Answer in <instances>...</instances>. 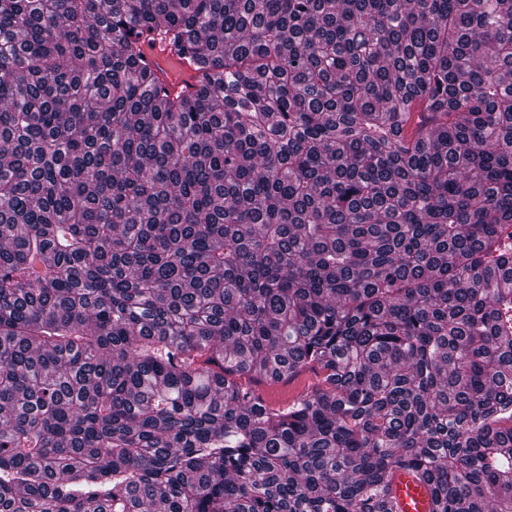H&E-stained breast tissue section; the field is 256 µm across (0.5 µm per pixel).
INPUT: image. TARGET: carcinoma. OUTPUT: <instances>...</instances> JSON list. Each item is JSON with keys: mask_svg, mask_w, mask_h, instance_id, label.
Wrapping results in <instances>:
<instances>
[{"mask_svg": "<svg viewBox=\"0 0 512 512\" xmlns=\"http://www.w3.org/2000/svg\"><path fill=\"white\" fill-rule=\"evenodd\" d=\"M400 469L512 512V0H0V512Z\"/></svg>", "mask_w": 512, "mask_h": 512, "instance_id": "carcinoma-1", "label": "carcinoma"}]
</instances>
